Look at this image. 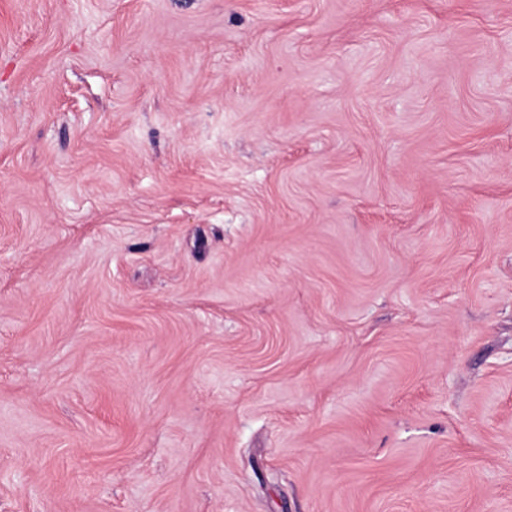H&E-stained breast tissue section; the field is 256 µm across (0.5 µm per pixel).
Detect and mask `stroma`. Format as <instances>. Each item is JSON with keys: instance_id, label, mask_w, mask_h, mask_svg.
<instances>
[{"instance_id": "35a3bbf8", "label": "stroma", "mask_w": 512, "mask_h": 512, "mask_svg": "<svg viewBox=\"0 0 512 512\" xmlns=\"http://www.w3.org/2000/svg\"><path fill=\"white\" fill-rule=\"evenodd\" d=\"M0 512H512V0H0Z\"/></svg>"}]
</instances>
